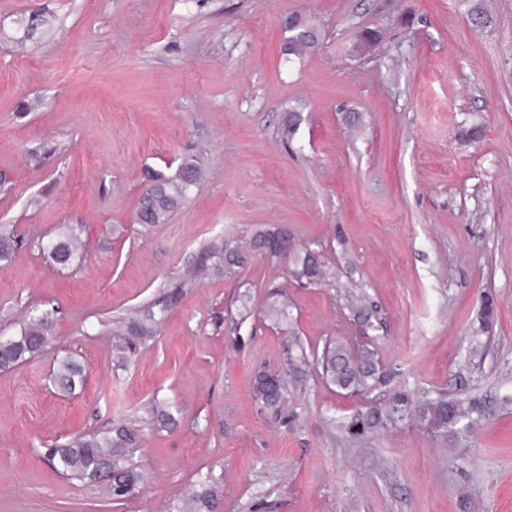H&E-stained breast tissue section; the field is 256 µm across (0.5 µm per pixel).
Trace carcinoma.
Wrapping results in <instances>:
<instances>
[{"instance_id": "1", "label": "carcinoma", "mask_w": 512, "mask_h": 512, "mask_svg": "<svg viewBox=\"0 0 512 512\" xmlns=\"http://www.w3.org/2000/svg\"><path fill=\"white\" fill-rule=\"evenodd\" d=\"M485 0H469V20L485 26L491 18L484 6ZM299 27L285 37L286 54L301 58L319 43L321 33L312 22L297 15ZM199 168L194 160L185 161L172 175L157 174L152 178L154 190L139 201L136 219L146 228L163 224L169 216L186 202L197 183ZM80 230L74 226L64 229L45 244V250L54 264L67 268L83 258L79 248ZM19 245L13 232L0 228V262H9ZM252 248L274 262L289 255L292 257V276L300 283L321 285L335 279V273L319 258L309 252H294L285 232L279 228L257 231ZM208 257L217 259L218 269L226 274L236 273L248 265V255L240 243L223 239L211 246ZM266 317L275 322L288 316V300L282 290L271 288L265 297ZM155 325L148 320H134L128 326V335L147 339L154 334ZM53 340V320L50 313L31 317L21 325L19 332L7 340H0V369H10L42 353ZM321 369L323 377L340 390L363 392L387 383L390 375L379 365L369 348L352 350L345 342L332 341L325 345L322 354L313 356L303 347L299 338L292 340L289 365L296 378L306 374L309 365ZM54 386L67 393L84 384L81 365L69 354L56 357L53 370ZM254 399L264 409L279 415L285 425L293 423L295 415L285 406L287 386L281 374L258 372L252 381ZM420 417L437 433L455 435L458 425L468 418L469 407L461 401L444 398L425 400L418 408ZM382 424L381 412L371 410L356 413L345 423L344 429L355 436L372 433ZM138 442V433L126 426L114 427L106 433L84 435L69 443L47 449L45 458L58 472L86 481L102 489L106 497L119 503L134 494L144 480V474L126 469L115 463L116 453L132 448ZM215 497L213 488L194 493L188 502L190 512H211Z\"/></svg>"}]
</instances>
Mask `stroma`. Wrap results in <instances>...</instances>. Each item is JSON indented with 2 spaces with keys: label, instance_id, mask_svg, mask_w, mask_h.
I'll list each match as a JSON object with an SVG mask.
<instances>
[{
  "label": "stroma",
  "instance_id": "stroma-1",
  "mask_svg": "<svg viewBox=\"0 0 512 512\" xmlns=\"http://www.w3.org/2000/svg\"><path fill=\"white\" fill-rule=\"evenodd\" d=\"M487 4L477 27L463 0H0V225L20 241L0 336L55 318L50 347L0 371V512H179L209 486L212 512H512V0ZM292 13L322 31L301 59L283 52ZM40 16L52 30L25 37ZM366 28L382 39L360 56ZM191 155L188 201L136 224L148 172ZM65 224L87 261L61 270L38 243ZM266 226L320 251L335 285L255 251L217 271L211 243ZM270 284L286 322L263 313ZM147 317L153 336L117 350L113 329ZM296 336L371 346L392 381L351 394L311 369L285 428L251 383L288 373ZM61 351L82 389L52 386ZM438 397L474 401L471 430L433 431L418 406ZM370 408L376 432L341 429ZM119 424L139 442L118 465L150 476L122 502L44 459Z\"/></svg>",
  "mask_w": 512,
  "mask_h": 512
}]
</instances>
